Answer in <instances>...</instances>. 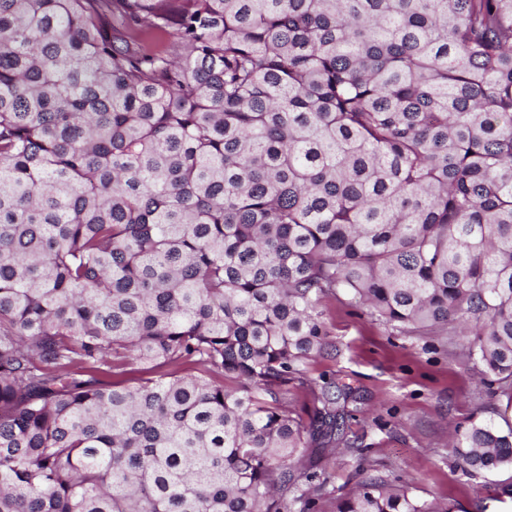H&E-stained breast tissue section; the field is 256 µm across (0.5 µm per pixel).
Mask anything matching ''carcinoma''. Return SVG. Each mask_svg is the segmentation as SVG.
<instances>
[{"instance_id":"carcinoma-1","label":"carcinoma","mask_w":512,"mask_h":512,"mask_svg":"<svg viewBox=\"0 0 512 512\" xmlns=\"http://www.w3.org/2000/svg\"><path fill=\"white\" fill-rule=\"evenodd\" d=\"M338 291L512 386V0H0V512H315ZM452 447L512 472V426Z\"/></svg>"}]
</instances>
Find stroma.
Wrapping results in <instances>:
<instances>
[{
	"label": "stroma",
	"mask_w": 512,
	"mask_h": 512,
	"mask_svg": "<svg viewBox=\"0 0 512 512\" xmlns=\"http://www.w3.org/2000/svg\"><path fill=\"white\" fill-rule=\"evenodd\" d=\"M323 310L330 347L305 370L350 389L347 424L357 445L316 458V470L329 477L317 512H335L337 498L370 476L448 501L453 512H512V473L464 476L448 445L451 428L473 417L512 425V397L482 383L460 326L401 333L350 306L341 292Z\"/></svg>",
	"instance_id": "35a3bbf8"
}]
</instances>
